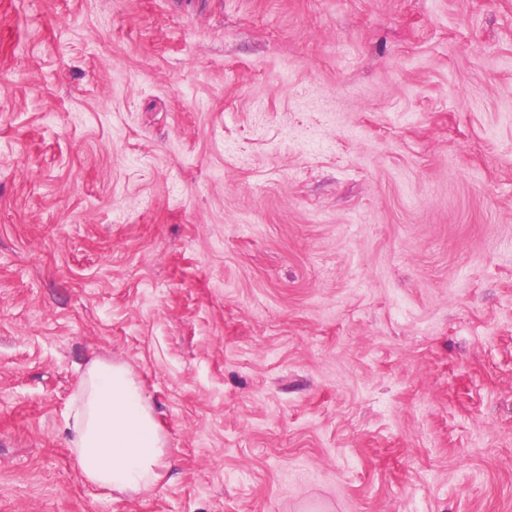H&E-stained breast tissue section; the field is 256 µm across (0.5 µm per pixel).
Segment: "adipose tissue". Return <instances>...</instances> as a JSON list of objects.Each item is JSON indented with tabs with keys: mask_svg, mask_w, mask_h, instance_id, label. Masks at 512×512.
<instances>
[{
	"mask_svg": "<svg viewBox=\"0 0 512 512\" xmlns=\"http://www.w3.org/2000/svg\"><path fill=\"white\" fill-rule=\"evenodd\" d=\"M68 443L84 478L119 492L154 485L164 442L150 406L124 365L92 360L80 375Z\"/></svg>",
	"mask_w": 512,
	"mask_h": 512,
	"instance_id": "1",
	"label": "adipose tissue"
}]
</instances>
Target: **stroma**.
I'll use <instances>...</instances> for the list:
<instances>
[{"mask_svg":"<svg viewBox=\"0 0 512 512\" xmlns=\"http://www.w3.org/2000/svg\"><path fill=\"white\" fill-rule=\"evenodd\" d=\"M0 512H512V0H0ZM68 443L84 478L119 492L154 485L164 442L150 406L124 365L93 359L80 375Z\"/></svg>","mask_w":512,"mask_h":512,"instance_id":"1","label":"stroma"}]
</instances>
